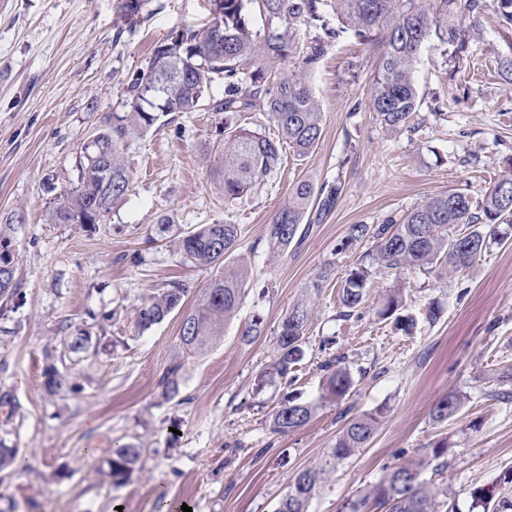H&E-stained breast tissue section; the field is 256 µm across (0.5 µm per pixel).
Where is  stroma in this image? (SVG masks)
<instances>
[{
    "instance_id": "stroma-1",
    "label": "stroma",
    "mask_w": 512,
    "mask_h": 512,
    "mask_svg": "<svg viewBox=\"0 0 512 512\" xmlns=\"http://www.w3.org/2000/svg\"><path fill=\"white\" fill-rule=\"evenodd\" d=\"M119 0H6L0 6V220L23 209L12 232L21 293L0 316V438L17 446L22 467L0 472V512H160L163 503L193 512H274L295 473L312 466L353 416L385 406L366 448L339 465L308 512H345L385 467L424 461L447 438L442 473L422 477L454 512H469L470 492L512 467V395L497 374L512 364V243L491 245L464 279L426 271L376 273L363 314L341 319L339 284L372 251L342 243L354 224H379L427 198L464 190L482 199L491 180L512 168V24L488 6L452 22L462 37L431 34L414 69L422 103L419 132H390L368 107L376 71L369 41L330 8L295 19L298 44L328 38L326 55L307 74L322 108L323 133L305 158L285 153L254 189L233 202L209 171L224 140V115L210 99L174 123L131 138L133 186L99 223L54 224L50 212L78 184L82 151L106 112L124 109L128 77L146 68L153 45L212 19L209 0H145L127 27ZM302 180L336 182L341 195L301 243L278 260L264 248L267 228ZM239 225V251L251 280L238 317L205 354L181 356V314L141 331L133 306L151 288L178 280L191 308L208 272L171 244L198 224ZM334 273L319 295L307 287L324 264ZM401 285L408 311L438 306V319L415 335L395 332L379 309ZM311 330L293 382L271 373L278 325L302 298ZM111 313L103 321V313ZM262 318L263 333L241 339ZM99 337V352L68 354L77 330ZM340 355L354 386L340 400L323 396L324 360ZM182 357V401L160 398L157 381ZM67 377L53 395L43 370ZM458 413L433 422L448 392ZM314 405L311 420L286 435L269 422L288 395ZM141 448V473L114 486L99 472L113 447Z\"/></svg>"
}]
</instances>
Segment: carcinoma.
I'll list each match as a JSON object with an SVG mask.
<instances>
[{"label":"carcinoma","instance_id":"cac0c4a2","mask_svg":"<svg viewBox=\"0 0 512 512\" xmlns=\"http://www.w3.org/2000/svg\"><path fill=\"white\" fill-rule=\"evenodd\" d=\"M475 0H210L221 23L203 28H181L156 42L145 69L126 84L127 111L105 113L95 141L84 147L78 185L50 215L55 224L94 225L130 191L132 169L124 149L128 140L151 129L161 118L172 122L200 106L214 78L224 79V97L210 102L211 110L224 113V162L213 170L233 201L276 168L283 149L299 158L308 156L322 136V110L306 80L309 68L326 53L327 44L315 40L299 47L291 32V21L300 16L316 19L323 7L333 6L342 24L362 37L373 32L372 45L378 51V66L370 90V109L386 130L416 132L421 103L413 79L414 65L433 30L448 25V18ZM143 0H119L125 24H136ZM258 13L274 26L263 40L253 38L251 14ZM295 57L300 70L286 72L281 65ZM259 109L275 127L259 133L247 126V115ZM512 192V170L494 182L477 202L460 190L428 198L384 224H354L346 245L364 239L375 240L374 252L362 257L340 285L339 316L350 318L359 312L365 290L377 272H400L424 268L439 278L459 276L472 267L489 246L506 238L503 226L512 227V204L504 191ZM341 187L308 180L293 188L288 205L279 209L269 225L267 253L277 258L301 241L300 226L308 212L321 217L337 203ZM20 218L14 213L0 226V260L9 268L0 271V314L20 293L16 276L18 258L12 251L11 231ZM237 224H200L181 236L177 248L198 267H219L202 290L194 308L183 315L179 342L184 352L203 354L221 336L224 326L239 310L250 280L245 258L229 260L238 249ZM186 286L176 280L153 288L141 296L135 307V325L144 331L162 322L182 305ZM403 306L402 291L390 290L379 311L383 319L394 318L395 330L408 336L418 320L413 314L398 313ZM310 331L308 304L293 305L278 326L277 354L272 371L282 380L294 372L304 355ZM68 353L85 357L98 353L92 336L79 330L66 337ZM183 363L175 360L157 382L160 396H179ZM328 372L325 394L334 399L348 395L353 387L350 371L332 357L322 364ZM45 391L53 395L65 380L55 365L44 369ZM462 404L461 395L451 392L431 411L437 423L453 417ZM314 407L294 398L275 411L270 429L288 434L306 425ZM384 410L377 409L351 417L336 437V443L312 466L296 473L275 512H308V504L319 491L324 477L356 451L366 447L377 432ZM18 449L0 438V471L12 467ZM141 449L123 445L112 449L104 474L115 486L128 483L137 471ZM496 487H479L471 492V512H489ZM435 488L420 480V469L400 463L389 467L370 492L349 502L347 512H433Z\"/></svg>","mask_w":512,"mask_h":512}]
</instances>
